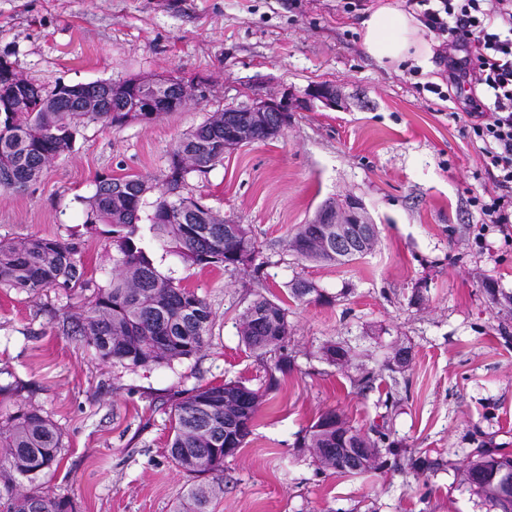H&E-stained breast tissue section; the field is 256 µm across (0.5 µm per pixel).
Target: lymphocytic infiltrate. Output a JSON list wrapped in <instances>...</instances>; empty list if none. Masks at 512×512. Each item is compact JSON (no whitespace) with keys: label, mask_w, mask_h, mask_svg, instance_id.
<instances>
[{"label":"lymphocytic infiltrate","mask_w":512,"mask_h":512,"mask_svg":"<svg viewBox=\"0 0 512 512\" xmlns=\"http://www.w3.org/2000/svg\"><path fill=\"white\" fill-rule=\"evenodd\" d=\"M444 37L448 84L472 86L464 130L483 158L492 187L474 205L484 223L512 239V0H406Z\"/></svg>","instance_id":"f902f5d3"}]
</instances>
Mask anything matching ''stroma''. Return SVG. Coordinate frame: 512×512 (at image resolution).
Returning <instances> with one entry per match:
<instances>
[{"label":"stroma","mask_w":512,"mask_h":512,"mask_svg":"<svg viewBox=\"0 0 512 512\" xmlns=\"http://www.w3.org/2000/svg\"><path fill=\"white\" fill-rule=\"evenodd\" d=\"M362 17L342 0H0V58L19 78L50 89L172 75L202 89L151 123H86L37 185L0 188V239H74L101 284L112 241L86 231L80 203L98 178H161L176 141L212 112L300 99L319 84L339 96L189 179L190 194L249 227L256 267L187 265L142 222L158 269L211 307L196 356L136 371L101 362L66 332L84 312L80 289H0V411L38 406L64 445L38 490L72 497L80 512H174L197 479L167 455L171 407L211 383L263 389L266 361L239 336L243 310L262 295L288 311L293 368L265 392L244 447L225 458L224 493L208 512H491L463 476L479 447L512 454V245L494 228L473 242L482 218L470 200L488 180L452 118L461 98L443 95L441 39L426 65L384 68L362 49ZM352 200L377 226L370 253L340 265L289 250L301 225ZM298 279L329 302L292 297ZM330 342L348 343L351 358L325 360ZM401 347L409 367L389 370ZM329 410L364 434L390 415L401 455L360 475L322 468L296 442ZM418 458L434 468L414 470Z\"/></svg>","instance_id":"1"}]
</instances>
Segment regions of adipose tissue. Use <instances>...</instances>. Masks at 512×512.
Wrapping results in <instances>:
<instances>
[{
	"instance_id": "adipose-tissue-1",
	"label": "adipose tissue",
	"mask_w": 512,
	"mask_h": 512,
	"mask_svg": "<svg viewBox=\"0 0 512 512\" xmlns=\"http://www.w3.org/2000/svg\"><path fill=\"white\" fill-rule=\"evenodd\" d=\"M426 33L415 12L389 4L367 11L361 22L362 47L383 66L418 63L431 57Z\"/></svg>"
}]
</instances>
